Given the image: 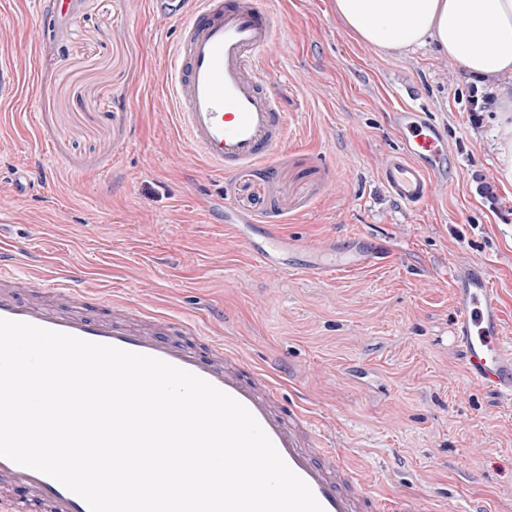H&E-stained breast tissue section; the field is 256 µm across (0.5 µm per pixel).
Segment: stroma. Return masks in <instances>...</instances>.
<instances>
[{
    "instance_id": "obj_1",
    "label": "stroma",
    "mask_w": 512,
    "mask_h": 512,
    "mask_svg": "<svg viewBox=\"0 0 512 512\" xmlns=\"http://www.w3.org/2000/svg\"><path fill=\"white\" fill-rule=\"evenodd\" d=\"M261 3L276 30L262 65L287 132L266 162L222 175L166 94L178 19L148 0H0L12 85L0 96V243L19 285L63 266L102 297L204 321L335 432L370 492L425 512H512V409L469 378L451 336V273L468 263L486 269L512 328L495 96L430 48L366 47L331 0ZM401 111L423 113L451 152L417 206L381 178ZM228 203L253 218L237 236ZM272 231L378 263L282 275L248 256Z\"/></svg>"
}]
</instances>
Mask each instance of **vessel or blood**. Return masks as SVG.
<instances>
[{
    "instance_id": "b4317fda",
    "label": "vessel or blood",
    "mask_w": 512,
    "mask_h": 512,
    "mask_svg": "<svg viewBox=\"0 0 512 512\" xmlns=\"http://www.w3.org/2000/svg\"><path fill=\"white\" fill-rule=\"evenodd\" d=\"M154 14L175 17L181 35L165 69L175 117L192 147L209 165L230 173L268 160L287 126L274 84L260 60L274 39L270 13L259 0H151ZM401 147L382 169L387 190L415 206L440 177L448 149L440 131L417 112L397 115ZM283 238L269 233L249 245L259 266L274 264ZM302 274L323 278L363 269L375 259L363 252L310 246ZM40 299L23 297L14 273L0 264V318L26 322L82 339L150 355L210 382L257 419L287 465L311 488L324 512H419L407 496L369 495L335 452L333 433L319 429L310 410L286 407L279 387L201 325L174 320L120 297L89 312L85 287L65 273L36 276ZM452 335L465 355L467 374L512 405V338L507 337L488 274L468 265L452 272ZM0 481L14 493L0 497V512H90L85 500L58 481L0 458Z\"/></svg>"
}]
</instances>
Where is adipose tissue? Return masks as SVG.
<instances>
[{
  "label": "adipose tissue",
  "mask_w": 512,
  "mask_h": 512,
  "mask_svg": "<svg viewBox=\"0 0 512 512\" xmlns=\"http://www.w3.org/2000/svg\"><path fill=\"white\" fill-rule=\"evenodd\" d=\"M344 29L389 54L431 46L492 87L500 114V174L512 183V0H332Z\"/></svg>",
  "instance_id": "1"
}]
</instances>
